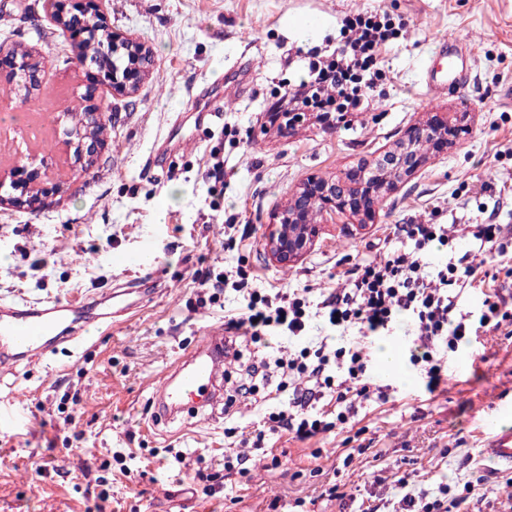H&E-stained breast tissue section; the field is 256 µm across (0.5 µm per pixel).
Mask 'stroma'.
<instances>
[{
	"label": "stroma",
	"instance_id": "35a3bbf8",
	"mask_svg": "<svg viewBox=\"0 0 512 512\" xmlns=\"http://www.w3.org/2000/svg\"><path fill=\"white\" fill-rule=\"evenodd\" d=\"M374 8L405 22L407 33L383 51L386 77L368 109L329 128L306 120L285 136L269 129L266 104L304 76L299 52L335 44L344 17ZM102 10L112 31L150 51L149 74L132 94H104L116 119L94 168L83 171L50 147L43 158L61 193L35 212L0 204V302L94 303L146 272L167 290L111 326H90L79 345L0 364V408L26 421L0 426V512H101L103 490V512H268L274 501L287 512L298 499L310 512H350L352 499L391 496L377 475L445 479L458 491L476 469L488 477L492 503L505 500L512 488L479 447L487 419L512 423V413L498 412L501 398L512 400V335L500 331L454 353L436 392L409 365L402 377H378L389 400L360 409L353 429L306 441L267 436L278 467L222 478L236 504L170 469L166 451L222 456L226 428L260 424L256 405L236 404L229 418L219 406L183 423H149L155 386L205 331L223 330L225 307L241 302L230 292L225 306L196 311L201 281L239 266L264 288H333L372 246L390 241L394 225L473 224L493 207L497 223L512 226V0H102ZM307 15L321 20L315 34L292 23ZM450 37L472 49L475 64L465 85L438 92L421 70L437 64L435 51ZM0 40L53 59L45 90L60 96L56 137L64 139L84 90L74 43L45 0H0ZM212 108L223 109V121L198 131L190 114ZM432 112L468 113L470 135L394 191L375 223L327 218L297 262L269 255L273 217L304 182L375 164ZM215 153L234 175L211 190L202 174ZM230 222L244 230L229 240ZM485 292L512 297V261L486 263L459 294V309L479 311ZM74 391L80 404L68 429L60 408ZM352 447L361 454L344 465ZM89 448L97 461L86 472ZM117 450L124 464L113 460ZM331 483L346 500L322 498Z\"/></svg>",
	"mask_w": 512,
	"mask_h": 512
}]
</instances>
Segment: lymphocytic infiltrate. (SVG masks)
Wrapping results in <instances>:
<instances>
[{
  "label": "lymphocytic infiltrate",
  "instance_id": "f902f5d3",
  "mask_svg": "<svg viewBox=\"0 0 512 512\" xmlns=\"http://www.w3.org/2000/svg\"><path fill=\"white\" fill-rule=\"evenodd\" d=\"M404 29L378 10L345 17L335 48L308 50L305 78L270 103L278 130H287L292 112H311L325 122L366 109L383 74L382 51ZM502 231L491 214L477 224L396 225L400 249L365 256L341 287L315 299L309 289L260 288L240 274L229 285L244 303L224 317V351L241 367L224 372L233 386L225 409L260 394L280 400L254 432L257 448L269 433L305 441L350 424L357 405L386 395L371 381L367 349L402 319L413 333L409 363L424 376L427 390L435 391L449 354L472 346L480 334L512 325V308L501 301H483L477 316L460 312L456 302L457 292L473 285L487 261L505 256ZM461 237L473 246L466 263L449 259L429 266L432 254L452 252ZM352 328L358 338L344 341ZM272 336L288 339V354L267 355ZM392 489V498L360 503L357 512H482L487 494L477 471L457 496L447 483L429 489L406 475L394 476Z\"/></svg>",
  "mask_w": 512,
  "mask_h": 512
}]
</instances>
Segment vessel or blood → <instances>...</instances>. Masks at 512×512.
I'll return each instance as SVG.
<instances>
[{"instance_id": "1", "label": "vessel or blood", "mask_w": 512, "mask_h": 512, "mask_svg": "<svg viewBox=\"0 0 512 512\" xmlns=\"http://www.w3.org/2000/svg\"><path fill=\"white\" fill-rule=\"evenodd\" d=\"M439 66L425 69L428 86L442 90L457 85L472 69L474 57L466 46L455 39L443 42L439 49ZM148 281L133 280L127 290L105 292V305L99 321L111 319L113 312L128 310L130 294L142 293ZM84 302L48 300L39 303L0 302V362L18 364L32 362L61 338L59 328H66L68 340L81 339L88 322L84 316ZM224 365V337L212 332L186 353L156 386L154 395L158 407L153 413L155 422H174L178 411L198 412L215 406L222 398ZM483 455L495 464L512 470V426L492 427L483 445Z\"/></svg>"}]
</instances>
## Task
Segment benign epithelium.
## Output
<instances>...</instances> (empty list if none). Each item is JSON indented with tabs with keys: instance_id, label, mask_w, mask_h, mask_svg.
Instances as JSON below:
<instances>
[{
	"instance_id": "7a95c632",
	"label": "benign epithelium",
	"mask_w": 512,
	"mask_h": 512,
	"mask_svg": "<svg viewBox=\"0 0 512 512\" xmlns=\"http://www.w3.org/2000/svg\"><path fill=\"white\" fill-rule=\"evenodd\" d=\"M50 18L61 25L77 45L85 41L83 32L69 23L68 15L84 13L102 16L100 0H50ZM102 56L125 52L127 64L123 68L110 66L102 70H88L85 75V90L80 99L90 123H100L114 119V115L103 111L98 103V92L111 88L118 92L133 93L145 79L151 62L150 53L145 46L133 38L112 33V37L98 46ZM29 59L0 52V74L8 82H15L18 76L27 77V86L34 91L42 87L39 74L29 70ZM469 127L462 119L448 118L446 112H431L426 121L410 126L405 132L404 145L400 153L392 156L391 166L396 177L389 183H381L378 170L385 167L383 162L367 168L365 166L344 171L339 179L324 181L310 177L296 192L282 212L273 218L266 249L271 257L280 264H290L299 260L312 247L319 235V225L306 221L307 213L318 208L324 216L337 214L350 215L361 224L375 221L378 211L389 193L408 181L424 164L426 157L434 159L448 154V147L464 139ZM428 140V155L424 156L409 146L415 139ZM73 151L76 162L81 163L89 155L97 152V143L84 137L65 141ZM10 180L12 188L25 193H36L46 200L60 190L53 182L43 163L33 158L24 164L9 167L7 174H0V185Z\"/></svg>"
}]
</instances>
